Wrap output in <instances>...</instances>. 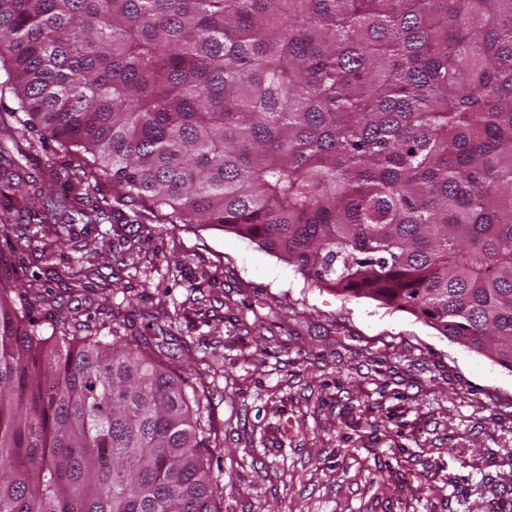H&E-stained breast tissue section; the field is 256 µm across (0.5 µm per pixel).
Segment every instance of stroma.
<instances>
[{
	"instance_id": "35a3bbf8",
	"label": "stroma",
	"mask_w": 512,
	"mask_h": 512,
	"mask_svg": "<svg viewBox=\"0 0 512 512\" xmlns=\"http://www.w3.org/2000/svg\"><path fill=\"white\" fill-rule=\"evenodd\" d=\"M19 145L50 212L77 150ZM84 209L0 223V253L39 316L146 337L204 392L224 512H512V371L233 233Z\"/></svg>"
}]
</instances>
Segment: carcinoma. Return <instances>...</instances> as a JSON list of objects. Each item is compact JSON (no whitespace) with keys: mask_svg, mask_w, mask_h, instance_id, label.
I'll return each mask as SVG.
<instances>
[{"mask_svg":"<svg viewBox=\"0 0 512 512\" xmlns=\"http://www.w3.org/2000/svg\"><path fill=\"white\" fill-rule=\"evenodd\" d=\"M21 130L512 371V0H0ZM42 193L0 147V203ZM0 257V512H223L148 340L29 317Z\"/></svg>","mask_w":512,"mask_h":512,"instance_id":"cac0c4a2","label":"carcinoma"}]
</instances>
